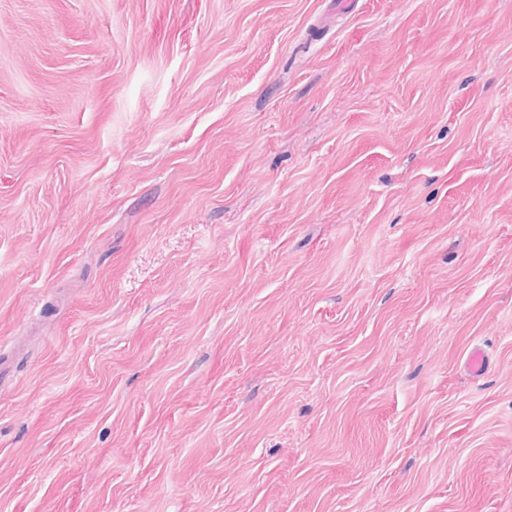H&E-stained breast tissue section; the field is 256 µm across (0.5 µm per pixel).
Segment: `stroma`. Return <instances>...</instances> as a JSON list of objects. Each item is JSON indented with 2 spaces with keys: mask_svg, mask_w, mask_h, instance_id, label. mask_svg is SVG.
Instances as JSON below:
<instances>
[{
  "mask_svg": "<svg viewBox=\"0 0 512 512\" xmlns=\"http://www.w3.org/2000/svg\"><path fill=\"white\" fill-rule=\"evenodd\" d=\"M0 512H512V0H0Z\"/></svg>",
  "mask_w": 512,
  "mask_h": 512,
  "instance_id": "obj_1",
  "label": "stroma"
}]
</instances>
